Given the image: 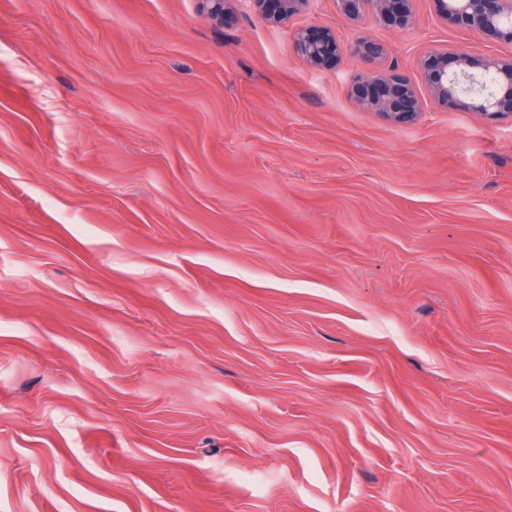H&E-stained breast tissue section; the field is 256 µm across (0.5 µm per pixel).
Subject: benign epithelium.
<instances>
[{
  "instance_id": "1",
  "label": "benign epithelium",
  "mask_w": 512,
  "mask_h": 512,
  "mask_svg": "<svg viewBox=\"0 0 512 512\" xmlns=\"http://www.w3.org/2000/svg\"><path fill=\"white\" fill-rule=\"evenodd\" d=\"M229 0H202L209 17L224 22ZM254 12L270 25L283 26L301 13L309 0H250ZM414 0H336L337 12L359 25L369 16L402 27L415 21ZM438 17L448 26L487 35L512 45V0H434ZM300 59L311 66L331 67L343 54L355 62L373 63L386 56L380 41L358 39L345 48L335 33L311 24L291 32ZM351 93L359 106L393 122H406L430 99L474 112L512 116V54L487 57L459 47H434L417 60V79L411 81L393 68H366L355 72Z\"/></svg>"
}]
</instances>
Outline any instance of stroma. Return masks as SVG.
I'll return each instance as SVG.
<instances>
[{
  "label": "stroma",
  "mask_w": 512,
  "mask_h": 512,
  "mask_svg": "<svg viewBox=\"0 0 512 512\" xmlns=\"http://www.w3.org/2000/svg\"><path fill=\"white\" fill-rule=\"evenodd\" d=\"M310 0H0V512H512V117L359 108ZM254 12L266 23L284 26L291 17L301 13L309 0H250ZM291 42L299 58L315 67L336 66L344 52L335 33L316 24L293 30Z\"/></svg>",
  "instance_id": "obj_1"
}]
</instances>
